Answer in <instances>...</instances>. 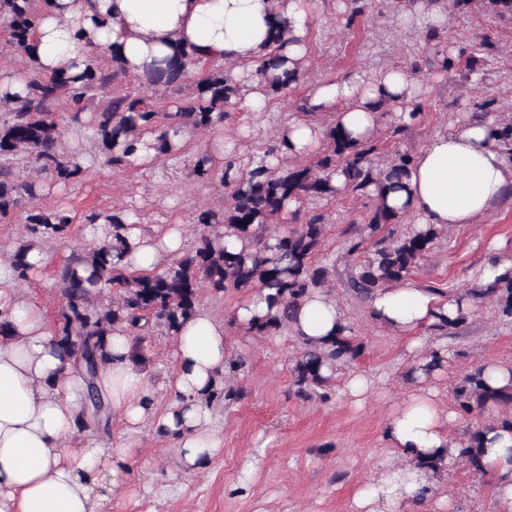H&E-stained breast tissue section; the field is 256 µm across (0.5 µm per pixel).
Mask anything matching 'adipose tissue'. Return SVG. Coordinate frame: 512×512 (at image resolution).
<instances>
[{"mask_svg":"<svg viewBox=\"0 0 512 512\" xmlns=\"http://www.w3.org/2000/svg\"><path fill=\"white\" fill-rule=\"evenodd\" d=\"M281 18L294 37L285 55L304 60L311 22L304 0H48L35 32L34 66L48 76L65 68L77 74L114 56L128 75L140 76L174 47L185 46L200 59L232 63L243 86L239 106L260 113L271 96L254 81L253 68L270 52ZM418 91L410 72L389 68L367 79L356 75L318 84L309 102L334 113L352 138L364 139L377 127L372 102L384 101L407 123ZM279 136L289 145L288 158L317 152L323 144L321 126L303 120L288 123ZM511 186L512 160L491 139L489 124L465 120L428 139L402 189L389 194L387 203L420 224H477ZM129 238L134 248L122 267L149 273L162 260L181 256L186 229L170 224L149 235L134 228ZM9 266L0 259V316L15 329L0 342V512H98L105 500L102 463L111 462L113 474H120L132 449L118 439L77 440L83 377L61 353L40 306L19 293ZM472 305L464 294L406 280L377 292L368 314L375 324L410 338ZM345 322L336 298L319 290L301 301L291 329L301 340L314 341L335 336ZM108 348L99 385L125 431L150 428L177 448L183 469L206 468L223 446L213 405L233 360L224 322L200 310L181 327L171 353L175 371L166 384L171 400L162 409L156 405L157 386L135 357L132 333L113 332ZM412 374L418 388L392 408L383 427L400 463L355 492L352 512H413L422 505L448 512L453 506L443 488L449 462L459 458L450 432L457 415L424 387L427 375L420 367ZM484 444V477L495 490L497 512H512V431L489 426Z\"/></svg>","mask_w":512,"mask_h":512,"instance_id":"1","label":"adipose tissue"}]
</instances>
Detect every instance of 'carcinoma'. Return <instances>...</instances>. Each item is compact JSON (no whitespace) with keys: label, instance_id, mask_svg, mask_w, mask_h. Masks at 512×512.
<instances>
[{"label":"carcinoma","instance_id":"obj_1","mask_svg":"<svg viewBox=\"0 0 512 512\" xmlns=\"http://www.w3.org/2000/svg\"><path fill=\"white\" fill-rule=\"evenodd\" d=\"M474 0H425L427 11H445L448 5L466 9ZM480 7L499 16L512 14V0H479ZM39 13L34 0H0V28L9 36L14 51L30 55L36 47L34 36ZM197 62L193 53L179 49L161 60L144 75L149 84L182 87L190 65ZM288 59L275 49L261 59L254 78L272 96L288 92L298 83L304 71L298 66L290 71ZM233 66L218 60L206 61L190 91L181 100L179 110L165 115L159 128L157 111L137 92L112 94V83L126 72L112 60L111 67H89L72 76L66 72L42 76L30 67L21 78L19 91L5 95L0 101V219L22 205L27 206L26 231L15 241L9 260L18 282L29 279L28 255L42 248L49 239L67 235L71 217L64 209L50 208L37 202L33 181H21L13 174L9 161L17 156L29 160L38 174L67 183L82 175L83 166L62 145L63 127L52 108L65 96L73 106L70 120L77 121L79 112L93 99H100L95 129L98 140L97 160L114 169L130 165L135 144L142 134L156 129L149 143L158 157H180V136L185 128L205 131L224 123V107L241 96V84L234 78ZM492 136L505 149L512 161V121L492 129ZM324 148L311 166L295 165L284 159L270 168L259 162L240 176L234 158L224 164L221 184L230 194L219 209H203L196 215L203 226L192 249L167 270L143 276H129L119 267L129 248L125 237L129 216L122 210L109 215L92 213L86 221L101 225L102 241L96 247L75 251L59 274V285L66 305L61 322L55 328L61 348L76 356L86 380L85 406L78 415V430L109 419V404L98 387V375L108 360L107 337L117 327L126 326L136 333L134 345L144 356L142 334L160 325L168 335L177 334L182 323L199 309L200 293L206 288L222 292L228 288L248 290L268 288V312L249 323L246 330L254 335H268L293 321L298 305L308 294L322 289L328 282V267L314 264L323 241L325 215L315 213L304 224L267 243L271 227L280 223L288 203L305 200H334L342 194L369 198L373 209L369 224L375 237L370 248L357 236L347 241L346 257L358 259L347 268L344 281L352 295L368 299L375 292L406 279L418 261L429 254L442 234L434 224L415 227L399 234L400 216L387 204L388 194L399 188L408 172L412 156L396 152L385 165L374 162L377 146L374 139L354 140L337 125L323 128ZM193 175L205 179L211 173V158L205 152L186 160ZM341 173L343 187L333 181ZM242 242L230 249L226 240ZM107 283L119 289L118 294L103 302L93 296L94 288ZM475 302L496 299L502 315L512 318V274L506 273L490 284L475 282L466 291ZM364 352L350 324L343 325L337 336L319 346L304 343L303 354L296 361L295 395L308 400L328 386L331 377L322 373L327 366L338 367L355 362ZM457 409L466 414L503 409L505 413L494 423L512 430V380L500 387L490 385L479 367L466 374L455 388ZM483 426L469 429L459 440L461 454L475 475H481V438Z\"/></svg>","mask_w":512,"mask_h":512}]
</instances>
